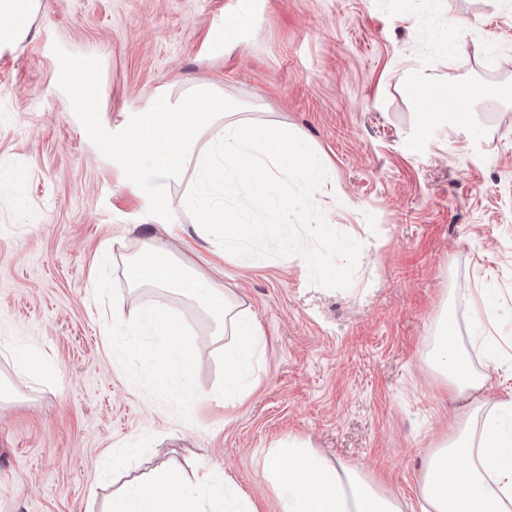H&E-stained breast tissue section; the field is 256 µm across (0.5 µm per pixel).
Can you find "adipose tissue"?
Returning a JSON list of instances; mask_svg holds the SVG:
<instances>
[{"label": "adipose tissue", "instance_id": "1", "mask_svg": "<svg viewBox=\"0 0 512 512\" xmlns=\"http://www.w3.org/2000/svg\"><path fill=\"white\" fill-rule=\"evenodd\" d=\"M402 76L422 115L419 133L408 141L409 151L421 148L432 126L457 128L473 122L482 98L474 86L435 83L423 71L410 68ZM451 96L459 105L448 112L443 103ZM466 306L475 324L469 337L452 333L455 316L443 310L427 360L449 394L469 400L481 423L475 427L453 420L447 436L435 444L420 483V510L512 512V391L491 404L478 397L490 372L512 358L481 326L497 310L489 290L480 284L470 289ZM264 474L280 493L281 512H403L397 497L382 493L357 469L331 464L292 441L270 452ZM221 501L226 512H244L240 500L227 498L222 482L208 477L191 482L161 466L146 481L114 497L109 512H206L208 505Z\"/></svg>", "mask_w": 512, "mask_h": 512}]
</instances>
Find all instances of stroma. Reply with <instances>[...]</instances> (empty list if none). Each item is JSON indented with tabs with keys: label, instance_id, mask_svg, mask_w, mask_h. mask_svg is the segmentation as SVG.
<instances>
[{
	"label": "stroma",
	"instance_id": "obj_1",
	"mask_svg": "<svg viewBox=\"0 0 512 512\" xmlns=\"http://www.w3.org/2000/svg\"><path fill=\"white\" fill-rule=\"evenodd\" d=\"M26 27L0 43V339L43 353L52 375L30 381L0 357V512H107L161 465L280 512L262 469L288 440L419 512L426 449L449 414L470 413L425 364L442 308L468 335V290L485 281L512 344V101L499 97L512 86V0H41ZM56 44L100 58L108 131L158 94L209 85L302 138L327 163L315 206L361 245L351 287L312 282L299 256L226 253L184 210L159 229L59 88ZM408 66L483 89L474 127H437L409 152L421 116L398 80ZM148 240L227 288L263 332L245 392L193 405L187 422L127 378L92 286L107 257L125 320L147 302L181 312L196 386L216 390L225 341L210 317L124 276Z\"/></svg>",
	"mask_w": 512,
	"mask_h": 512
}]
</instances>
